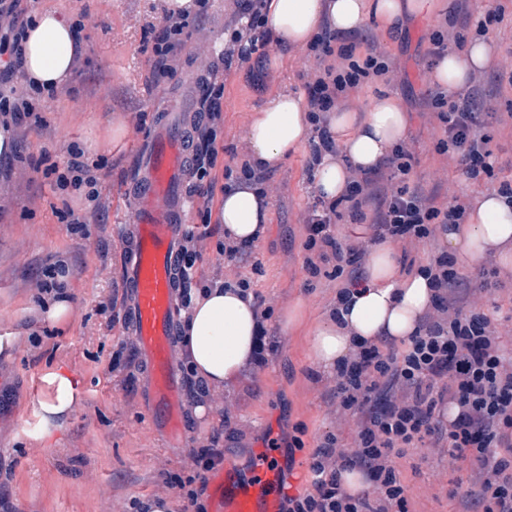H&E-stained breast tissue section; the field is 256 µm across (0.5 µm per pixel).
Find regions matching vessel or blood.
<instances>
[{
  "instance_id": "vessel-or-blood-1",
  "label": "vessel or blood",
  "mask_w": 512,
  "mask_h": 512,
  "mask_svg": "<svg viewBox=\"0 0 512 512\" xmlns=\"http://www.w3.org/2000/svg\"><path fill=\"white\" fill-rule=\"evenodd\" d=\"M187 135L177 114L157 123L140 152L138 172L126 190L137 207L120 229L122 283L138 361L142 394L153 425L168 438L183 434V384L172 351L177 318V256L189 213ZM277 468L272 452L254 464L253 480L240 485L232 463L214 478L218 512H278Z\"/></svg>"
}]
</instances>
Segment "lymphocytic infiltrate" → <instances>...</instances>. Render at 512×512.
<instances>
[{"mask_svg": "<svg viewBox=\"0 0 512 512\" xmlns=\"http://www.w3.org/2000/svg\"><path fill=\"white\" fill-rule=\"evenodd\" d=\"M21 2L0 0V56L8 58L0 81L11 79L23 62L22 43L32 17ZM263 6V0L240 5L238 16L247 25L244 34L225 48V65L249 61L264 49ZM188 17L183 9L166 13L150 45L156 72L175 75L173 62L184 44ZM388 71V62L373 55L339 70L326 67L307 86L311 120L320 122L340 94ZM57 95V89L33 83L0 90V127L9 129L28 118L42 127V102ZM223 102V82L210 78L202 97L208 125L192 167L193 194L207 210L213 203L216 129ZM431 105L443 131L440 149L459 157L469 179L493 176L490 138L478 120L477 101L467 97L452 102L439 92ZM412 160L408 151L398 149L377 171L353 181L341 199L333 203L317 199L309 209L305 268L310 277L323 275L335 281L332 319H339L342 306L358 286L366 255L362 244L342 240L333 226L345 213L362 219L368 186L381 180L390 184L370 226L371 242L427 244L435 238L436 225L461 223L462 202L455 199L440 208L410 188ZM44 174L54 177L59 190L84 193L94 203L100 198L99 179L82 151L70 150L64 166H52ZM422 272L432 291L431 307L407 343L395 347L358 342L337 363L331 394L337 410L352 417L354 436L345 445L333 433L323 435L310 455L309 487L297 495H284L280 512H412L408 487L396 463L409 448L446 449L449 466L466 471V480L457 482L448 495L466 501L467 512H512V353L505 350L492 314L455 297L463 278L447 252L434 253ZM355 468L364 473L368 487L353 495L343 487L341 475Z\"/></svg>", "mask_w": 512, "mask_h": 512, "instance_id": "1", "label": "lymphocytic infiltrate"}]
</instances>
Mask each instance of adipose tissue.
<instances>
[{
    "label": "adipose tissue",
    "mask_w": 512,
    "mask_h": 512,
    "mask_svg": "<svg viewBox=\"0 0 512 512\" xmlns=\"http://www.w3.org/2000/svg\"><path fill=\"white\" fill-rule=\"evenodd\" d=\"M451 8L450 0H267L264 30L277 48L299 50L307 48L326 28L347 40L370 29L399 31L406 19L419 15L441 19ZM77 53L74 27L56 11H43L24 44L22 83L62 84ZM490 60L488 41L474 38L463 50H445L429 80L453 93L472 84ZM307 115L302 96L273 93L244 128L247 160L272 170L288 154L308 147L313 126ZM408 125L401 100L390 94L366 102L357 98L352 105L328 112L326 128L336 149L323 153L314 167L316 195L327 201L340 197L354 177L376 169L392 156L404 141ZM270 207L268 192L249 182L236 183L225 189L216 218L231 241L253 245ZM441 239L458 262L470 265L492 253L501 267L511 268L512 206L498 193H482L471 204L464 225L449 229ZM362 277L366 286L354 295L344 325L332 322L312 333L310 351L321 370L335 368L351 351L353 339L397 343L408 339L429 308L431 291L426 278L418 272H402L393 243L371 244ZM257 331L251 292L225 287L220 280L195 291L183 316L178 355L190 367L205 397L193 408L196 416L213 414L225 388L252 368ZM44 382L48 392L37 401V415L48 429L74 412L77 382L57 371L47 374Z\"/></svg>",
    "instance_id": "adipose-tissue-1"
}]
</instances>
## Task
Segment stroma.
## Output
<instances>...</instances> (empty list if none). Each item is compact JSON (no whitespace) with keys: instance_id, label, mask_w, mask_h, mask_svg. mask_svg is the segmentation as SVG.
Masks as SVG:
<instances>
[{"instance_id":"stroma-1","label":"stroma","mask_w":512,"mask_h":512,"mask_svg":"<svg viewBox=\"0 0 512 512\" xmlns=\"http://www.w3.org/2000/svg\"><path fill=\"white\" fill-rule=\"evenodd\" d=\"M455 10L442 23L413 17L402 30L385 37L369 33L366 53L383 54L390 64L387 80L361 83L362 99L392 93L409 115L405 148L413 158L410 187L445 207L452 197L463 201L512 181V85L496 80L512 69V0H453ZM501 9L500 22L487 33L493 63L469 88L489 112L486 131L496 159L493 177L467 178L457 156L438 149L441 124L429 103L432 86L430 37L441 32L455 47L469 16ZM34 11L52 9L73 18L88 14L92 25L80 34V63L56 99L42 112L46 126L29 131L11 160L12 177L0 173V335L13 334L11 356H0V497L11 512H135L142 500L167 493V476L192 477L191 452L218 436L225 458L249 477L255 457L269 440H277L278 468L292 466L285 482L291 493L309 480L307 459L326 432L350 443L352 421L336 418L330 376L310 377L313 330L327 322L328 304L336 293L333 281L309 279L304 266L306 230L303 218L313 200L308 170L310 152L297 150L272 172L266 189L272 208L264 237L241 259L228 261L219 242L224 230L203 222L191 209L188 226L201 234L196 277L249 279L273 311L298 307L288 333L269 327L265 361L242 377L224 397V422L213 425L193 414L185 398V433L170 442L152 428L151 414L140 392L139 365L113 367L119 349H133L125 328L124 290L120 280L123 254L114 234L133 199L122 194L136 173L137 154L147 131L177 98L201 107L198 83L218 74L224 80V122L217 131L215 198H222L225 176L242 161L241 137L246 123L270 93L285 88L305 93L322 62L312 51L279 53L267 46L261 81L250 76L251 63L224 65L223 44L235 28L233 0H207L205 11L191 17L188 39L174 61L175 77H151L144 42L150 27H161L164 0H35ZM141 116L134 127L133 116ZM123 135H115L116 127ZM84 151L99 166L100 209L84 194L61 195L52 180L35 166L42 156L65 162L69 148ZM85 214V224H71L63 204ZM65 269V291L74 303L70 324L57 327L39 318L40 284L48 269ZM499 268L494 256L465 268L473 290L470 299L498 306V333L512 345V271L500 270L499 285L478 290L482 269ZM69 373L77 382L74 413L48 435H41L36 400L44 392V376ZM300 435L304 446L288 452V438ZM438 451L417 448L399 458L414 512H465L448 489L459 473L439 468Z\"/></svg>"}]
</instances>
